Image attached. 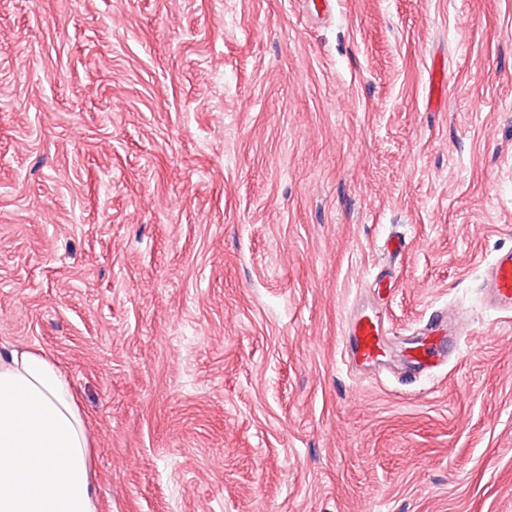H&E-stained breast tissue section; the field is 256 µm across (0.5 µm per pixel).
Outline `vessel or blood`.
<instances>
[{
  "instance_id": "1",
  "label": "vessel or blood",
  "mask_w": 512,
  "mask_h": 512,
  "mask_svg": "<svg viewBox=\"0 0 512 512\" xmlns=\"http://www.w3.org/2000/svg\"><path fill=\"white\" fill-rule=\"evenodd\" d=\"M387 262L377 277L376 290L384 292L396 284L395 266L406 251V239L390 236L386 241ZM485 303L492 309L512 316V250L498 254L487 267L481 284ZM472 331L466 312L458 307L434 308L424 322L418 338L404 354L405 373H431L445 365L449 350L458 348ZM386 328L379 304L357 308L349 317L344 332L347 356L363 368L386 364Z\"/></svg>"
}]
</instances>
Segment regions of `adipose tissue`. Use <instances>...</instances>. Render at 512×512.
Wrapping results in <instances>:
<instances>
[{"label": "adipose tissue", "instance_id": "ef3b65f1", "mask_svg": "<svg viewBox=\"0 0 512 512\" xmlns=\"http://www.w3.org/2000/svg\"><path fill=\"white\" fill-rule=\"evenodd\" d=\"M93 442L68 375L48 354L0 353V512H97Z\"/></svg>", "mask_w": 512, "mask_h": 512}]
</instances>
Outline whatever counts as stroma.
Here are the masks:
<instances>
[{"label":"stroma","mask_w":512,"mask_h":512,"mask_svg":"<svg viewBox=\"0 0 512 512\" xmlns=\"http://www.w3.org/2000/svg\"><path fill=\"white\" fill-rule=\"evenodd\" d=\"M0 0V350L69 375L99 512H512V0ZM398 346L345 319L383 244ZM406 239L401 235L395 234L390 236L386 241V254H387V262L384 265V273H381L377 276V283L375 290L377 291V295L381 298V293L384 291H390L395 287L396 284V275H395V266L396 263L406 251ZM481 292L490 308L512 316V250L498 254L487 267ZM386 328L378 303L357 308L349 317L344 332L347 356L363 368L381 367L386 359ZM471 322L458 307L434 308L424 322L418 338L403 355L405 374L431 373L447 363L450 350H456L471 335ZM448 348V352H447Z\"/></svg>","instance_id":"1"}]
</instances>
